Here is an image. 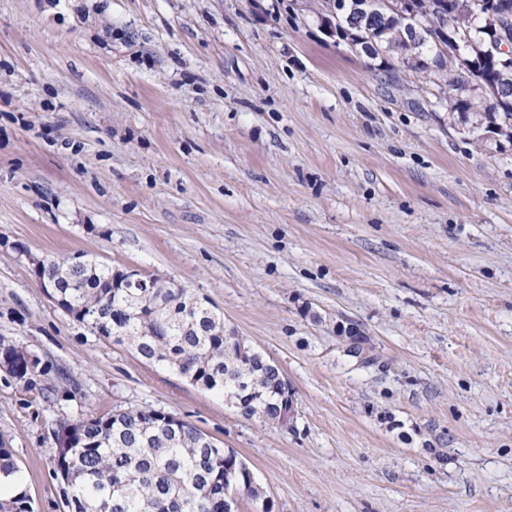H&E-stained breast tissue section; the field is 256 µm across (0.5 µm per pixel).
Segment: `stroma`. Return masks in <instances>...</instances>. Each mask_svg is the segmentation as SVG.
<instances>
[{
	"label": "stroma",
	"mask_w": 512,
	"mask_h": 512,
	"mask_svg": "<svg viewBox=\"0 0 512 512\" xmlns=\"http://www.w3.org/2000/svg\"><path fill=\"white\" fill-rule=\"evenodd\" d=\"M322 0H0V440L69 512L60 418L149 407L254 472L273 512H512V138ZM174 279L274 361L284 428L52 302L32 259ZM364 336L369 359L347 354ZM28 359L29 373L33 374L35 369L32 362L35 363L37 357L28 352L26 348L0 337V366H3L14 379L23 378L28 374ZM22 371L23 373H21Z\"/></svg>",
	"instance_id": "1"
}]
</instances>
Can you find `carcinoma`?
<instances>
[{
  "label": "carcinoma",
  "instance_id": "carcinoma-1",
  "mask_svg": "<svg viewBox=\"0 0 512 512\" xmlns=\"http://www.w3.org/2000/svg\"><path fill=\"white\" fill-rule=\"evenodd\" d=\"M342 22L378 23L381 46L393 51V30L414 40L421 53L440 55L426 27L441 24L464 37L462 59L430 73L444 84L448 99L484 113L500 130L512 131V60L490 45L471 0H426L430 12L404 22L384 19L380 0H341ZM47 259L43 278L56 281L55 303L92 332L128 343L140 359L166 364L192 384L224 394L246 419L262 413L278 420L271 407L283 397L280 371L258 351L245 356L224 349V316L188 296L173 280L155 278L147 296L135 288L112 287V269L87 261L66 267ZM26 348L0 337V366L13 378L28 374ZM187 421L174 426L138 408L61 419L55 431V474L70 488L72 512H224V489H234L252 512L273 505L256 480L245 481L247 464L232 449L214 448ZM0 512H32L25 495L0 502Z\"/></svg>",
  "mask_w": 512,
  "mask_h": 512
}]
</instances>
